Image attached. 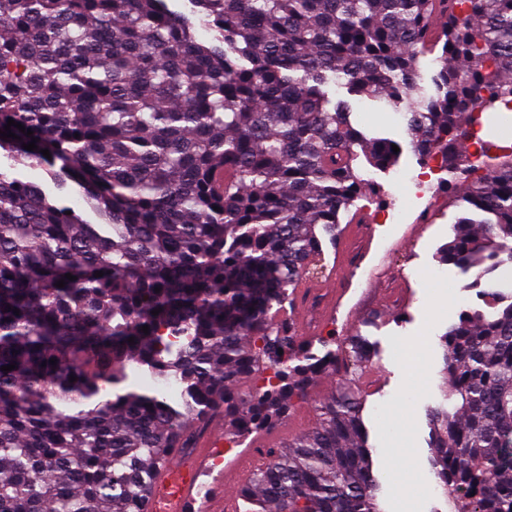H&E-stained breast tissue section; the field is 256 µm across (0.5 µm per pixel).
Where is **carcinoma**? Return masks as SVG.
<instances>
[{"instance_id":"cac0c4a2","label":"carcinoma","mask_w":512,"mask_h":512,"mask_svg":"<svg viewBox=\"0 0 512 512\" xmlns=\"http://www.w3.org/2000/svg\"><path fill=\"white\" fill-rule=\"evenodd\" d=\"M191 3L208 43L166 0H0V131L25 127L0 150L76 184L103 220L0 171V367L16 365L0 370V512H149L195 423L224 411L238 445L324 373L339 381L318 422L268 454L242 512H382L356 384L375 343L315 349L271 316L374 189L360 162L398 161L353 126L356 97L403 114L413 151L488 215L459 218L441 260L512 265V145L476 139L481 174L470 152L483 113L512 112V0ZM481 282L491 312L440 337L429 413L450 512H512V285ZM242 377L261 385L243 394Z\"/></svg>"}]
</instances>
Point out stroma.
Returning <instances> with one entry per match:
<instances>
[{
	"label": "stroma",
	"mask_w": 512,
	"mask_h": 512,
	"mask_svg": "<svg viewBox=\"0 0 512 512\" xmlns=\"http://www.w3.org/2000/svg\"><path fill=\"white\" fill-rule=\"evenodd\" d=\"M359 125L379 130L402 146L396 170L418 174L423 162L408 144L403 119L383 103L361 98L353 109ZM364 174L380 188L376 198L359 199L365 220L379 208L402 213L398 224H385L362 247L361 266L376 272L389 266L400 274L398 281L374 277H350L334 317L323 331L340 336L356 333L376 342L378 354L360 381L366 398L364 423L372 453L373 473L380 484L384 512H448L432 474L428 410L439 398V372L443 365L440 337L461 311L483 309L472 289L474 273L453 265H440L439 252L453 234L466 204L457 189L435 184L422 194L394 183V170L364 166ZM419 224L418 240L405 241L409 225ZM448 299L438 315H431L429 301L435 295ZM404 342L407 355L396 359L395 342ZM335 381L323 375L309 386V401L295 403L279 425L282 433L295 435L314 426L317 415L312 401L327 399Z\"/></svg>",
	"instance_id": "obj_1"
}]
</instances>
